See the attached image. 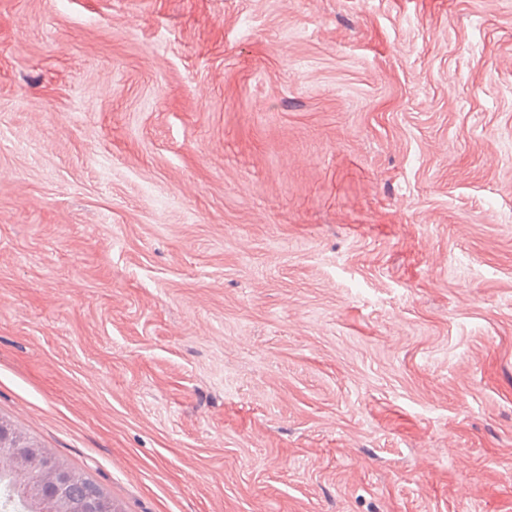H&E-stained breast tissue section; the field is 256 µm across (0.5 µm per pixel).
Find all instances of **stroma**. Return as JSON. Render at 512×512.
Wrapping results in <instances>:
<instances>
[{"instance_id":"stroma-1","label":"stroma","mask_w":512,"mask_h":512,"mask_svg":"<svg viewBox=\"0 0 512 512\" xmlns=\"http://www.w3.org/2000/svg\"><path fill=\"white\" fill-rule=\"evenodd\" d=\"M0 416L123 512H512V0H0Z\"/></svg>"}]
</instances>
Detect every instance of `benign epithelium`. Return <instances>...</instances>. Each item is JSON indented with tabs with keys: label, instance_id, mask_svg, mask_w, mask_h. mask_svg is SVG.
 Masks as SVG:
<instances>
[{
	"label": "benign epithelium",
	"instance_id": "1",
	"mask_svg": "<svg viewBox=\"0 0 512 512\" xmlns=\"http://www.w3.org/2000/svg\"><path fill=\"white\" fill-rule=\"evenodd\" d=\"M21 483L24 505L34 512L35 503L48 502L54 512H119L107 497L95 493L76 504L68 496L77 473L45 448L21 446L8 430L0 431V477Z\"/></svg>",
	"mask_w": 512,
	"mask_h": 512
}]
</instances>
